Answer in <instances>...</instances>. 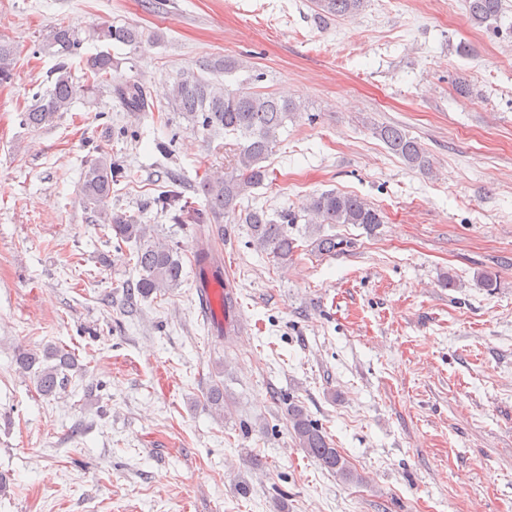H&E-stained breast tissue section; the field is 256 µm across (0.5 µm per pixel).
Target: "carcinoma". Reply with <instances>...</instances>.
Instances as JSON below:
<instances>
[{
	"instance_id": "obj_1",
	"label": "carcinoma",
	"mask_w": 512,
	"mask_h": 512,
	"mask_svg": "<svg viewBox=\"0 0 512 512\" xmlns=\"http://www.w3.org/2000/svg\"><path fill=\"white\" fill-rule=\"evenodd\" d=\"M365 0H310L316 18L321 22L339 20L364 7ZM469 19L475 25L494 33L500 32L503 14L502 0H466ZM101 42H116L132 50L144 44H156L161 35L145 36L130 24H104L92 32ZM85 42L81 34L63 23L50 26L43 34L41 50L55 59L49 72L52 87L35 96L34 103L24 112L23 121L32 128L53 124L61 113L70 110L80 93L92 94L100 82L110 74L114 61L108 52H100L85 59V83L73 82L72 59L81 56ZM14 47L0 40V85L13 79ZM250 70L242 58L214 56L202 59L195 66L179 72L168 92V108L186 123V129L202 132L206 138L233 136L237 140L232 163L224 175L203 179L200 188L207 207L199 209L183 198L177 190L182 180L171 177V188L150 201L169 215L175 224H219L231 217L250 230L252 245L280 266L293 261L296 240L288 234V227L298 223L300 216L285 210L273 216L266 210L242 208V200L252 189L269 179L266 159L279 141L280 131L294 120L303 108L296 101L272 92H260L254 83L261 76L251 75L233 88L219 80V76ZM115 97L128 112H154L157 105L147 87L138 80L125 81L114 87ZM375 135L388 152L399 157L405 165L427 175L433 173V163L423 145L397 125L375 128ZM126 178L125 168L103 152L90 161L84 170L81 185L85 220L98 224L105 233H112L117 243L135 245L134 268L138 279L128 289L143 298L161 294L176 287L182 279L183 264L178 251L165 239L150 233L147 225L137 218L118 214L109 209L112 185ZM306 224L317 231L312 245L320 254L336 253L339 243L334 236L318 233L324 224H356L367 232L376 231L385 223L383 212L357 195L335 190L324 191L312 197L305 208ZM19 372L29 377L38 392L52 397L65 390L70 372L79 370L74 357L67 350L48 345L40 352L22 350L15 358ZM208 409L224 412V383L215 382L206 394ZM288 419L295 442L321 468L349 483H359L361 476L348 460L330 442L323 428L309 418L303 405L288 403Z\"/></svg>"
}]
</instances>
